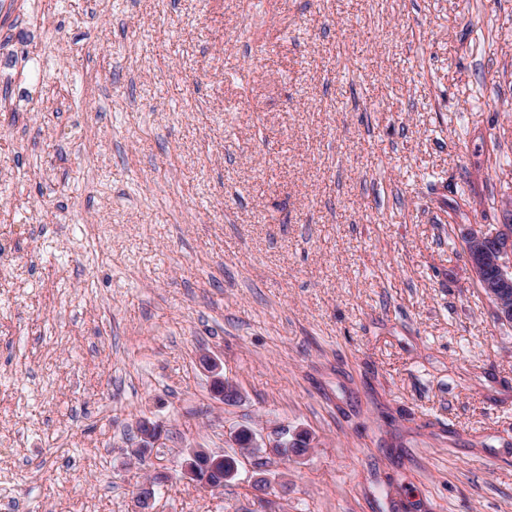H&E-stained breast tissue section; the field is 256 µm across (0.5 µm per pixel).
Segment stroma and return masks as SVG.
<instances>
[{
  "label": "stroma",
  "instance_id": "stroma-1",
  "mask_svg": "<svg viewBox=\"0 0 512 512\" xmlns=\"http://www.w3.org/2000/svg\"><path fill=\"white\" fill-rule=\"evenodd\" d=\"M510 195L512 0H0V512H512ZM511 207V202L504 207L508 224H498L492 233L470 229L464 236L466 260L485 297L494 305L498 317L506 322H512ZM201 362L205 370L211 374V388L213 393L219 397L222 402H224V398L225 402H236L239 398V392L231 383L224 380V375L220 374V364L216 359L205 354L201 357ZM139 431L141 435V443L137 448L130 449V456L133 458L142 457L153 448H156L161 436V429L158 425L143 418L139 422ZM269 429L270 430L268 431L266 437L264 436V438H262L261 443L257 442L254 434L250 432L251 442L249 444V448H251V450L248 453H242L240 450L241 446L238 442V439L242 444H246L249 438L246 430L240 433L242 429H236L233 431L230 429L229 441L234 445V447L238 448L237 451L233 454L225 453L215 455L210 453L205 448L193 449L189 453V458H187L184 462V476L201 488L219 490L224 488V484L220 486H213L210 482L218 484L222 481L226 483L234 479V477H231V473L236 460L238 461V465L241 462L247 461L250 463L252 470L258 473V475L255 476L251 483L248 485L247 491H249L254 496V499L260 506L264 505L268 499V495H271V492L274 489V485L264 474L267 466H264L263 463L271 460L272 458L284 459L285 456H282L277 452V450L282 448H284V454L287 455V457L289 454L297 457L303 456L309 449V437L307 434L303 436L300 435L296 443L291 448H286L291 444L288 439V425L276 424ZM239 433L240 435L238 438ZM199 456L207 457L209 462L214 466L222 462L224 464L221 467L213 469L206 458H199L197 460ZM230 456L234 458H224ZM195 464L203 475L207 474L208 480L210 482L207 481L206 477H201L199 475ZM238 465H235L232 475L237 474Z\"/></svg>",
  "mask_w": 512,
  "mask_h": 512
}]
</instances>
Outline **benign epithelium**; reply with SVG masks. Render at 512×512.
<instances>
[{"label": "benign epithelium", "mask_w": 512, "mask_h": 512, "mask_svg": "<svg viewBox=\"0 0 512 512\" xmlns=\"http://www.w3.org/2000/svg\"><path fill=\"white\" fill-rule=\"evenodd\" d=\"M504 212L507 215L506 223L498 225L492 233L471 229L465 233L464 253L466 260L472 267L476 280L486 298L494 305L498 317L506 322H512V206L506 205ZM205 370L211 374V388L213 393L228 403L238 400V390L220 374V364L213 357L205 354L201 357ZM141 443L130 449V456L141 457L156 447L161 436L158 425L143 418L139 422ZM288 426L276 424L270 427L262 442L251 438L250 451L243 453L236 451L232 454L238 462H248L257 476L248 485V491L254 496L259 505H264L274 489V485L265 475L264 462L282 458L278 450L290 446L288 439ZM208 458L213 465L224 462V455H215L205 448H195L189 453L184 462V476L204 489H215L207 478L199 475L196 460L198 457ZM158 481H146L137 489L134 512H153Z\"/></svg>", "instance_id": "obj_1"}]
</instances>
